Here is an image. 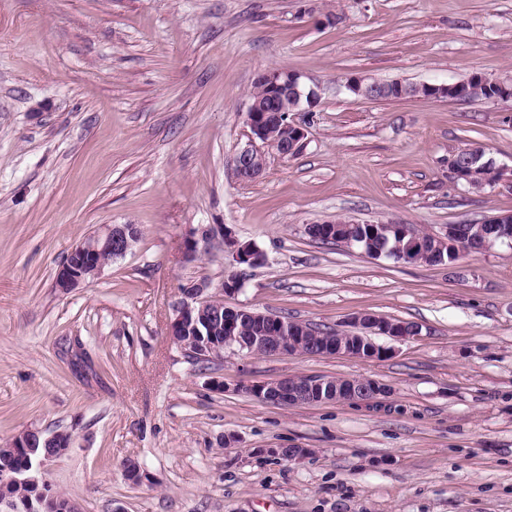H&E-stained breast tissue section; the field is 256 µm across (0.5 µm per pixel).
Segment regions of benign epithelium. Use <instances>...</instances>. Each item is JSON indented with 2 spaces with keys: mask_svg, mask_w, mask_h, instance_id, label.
<instances>
[{
  "mask_svg": "<svg viewBox=\"0 0 512 512\" xmlns=\"http://www.w3.org/2000/svg\"><path fill=\"white\" fill-rule=\"evenodd\" d=\"M267 92V100L249 101L247 124L250 128V143L241 149L234 160L237 177L243 182L255 180L263 167L254 164V157L265 156L270 149L280 158H291L302 152L307 143V130L301 124L289 120L292 112H311L317 104V93L306 89L301 75L283 68L263 70L255 78ZM389 84L364 76L350 78L345 88L353 95L378 100L387 92ZM278 124V139H270L272 124ZM448 176L471 190H482L487 185L505 183L512 185V167L493 164L488 167L476 165V156L471 150L463 149L457 156L448 159ZM219 233L226 242L231 265L253 267L264 262V255L249 244L239 242L229 227L220 226L214 230L205 229L201 238L206 239ZM139 236L134 224H105L91 237L75 245L67 255L56 274L55 284L67 293L81 288L97 279L112 259L124 256ZM199 238V239H201ZM199 239L196 233L186 235L183 243L184 255L194 259L199 253ZM512 244V213L486 217L475 225V231L468 233L466 245L470 251H485L498 243ZM461 246L457 226L450 224L444 232L432 235L430 239L412 236L409 252L404 254L409 263L428 253V249L457 250ZM242 287L241 274L231 272L221 284L219 293L209 294V283L201 280L182 293L175 317L169 323V335L186 352L200 360H209L224 353L227 347L249 355H292L303 347L309 355H343L355 359H373L385 355V351L371 342L376 335L389 336L396 340L409 338L404 325L396 320L381 316L362 314L354 317L357 333L322 332L315 326L297 327L289 321L270 313L254 309L247 315L254 323L258 334L241 338L237 336V318L240 308L224 305V294L235 293ZM223 315V336L215 335L204 340L196 337L193 330L197 323L209 317ZM242 390L257 400L274 405H302L327 402L370 401L388 393V390L371 379L343 378L326 379L307 375L282 377L271 381L251 382ZM44 441H39V438ZM19 444L25 448H36L43 443L47 452L33 459H27L19 469L0 472V512H52V498L43 497L19 502L6 488L16 485H46V466L61 458L70 447V436L63 432L44 434L39 429L26 430L19 434Z\"/></svg>",
  "mask_w": 512,
  "mask_h": 512,
  "instance_id": "7a95c632",
  "label": "benign epithelium"
}]
</instances>
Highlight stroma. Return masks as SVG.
Segmentation results:
<instances>
[{
  "instance_id": "35a3bbf8",
  "label": "stroma",
  "mask_w": 512,
  "mask_h": 512,
  "mask_svg": "<svg viewBox=\"0 0 512 512\" xmlns=\"http://www.w3.org/2000/svg\"><path fill=\"white\" fill-rule=\"evenodd\" d=\"M318 90L299 155L237 179L258 72ZM512 75V0H0V445L66 432L45 477L76 512H512V246L453 265L370 258L306 225L430 233L512 213L448 154L512 166V98L370 101L348 77L441 84ZM104 224L138 241L87 287L55 286ZM225 224L264 257L230 307L351 331L418 324L389 355L194 360L168 325L187 283L230 273ZM359 377L371 401L276 406L243 384ZM224 389H217V382ZM304 448L302 460L274 456ZM135 463L140 481L129 480ZM344 224H336L333 222H320L313 224L312 227L305 228V233L309 238L314 241L320 242L322 244H338L341 240H343L348 234L351 235H359L364 229L366 230L365 224L355 225L349 220H345ZM320 224H328L326 226L324 232L328 235L329 239H333L336 237L335 241H327L321 237V232L318 230ZM336 226H342V228L336 232ZM367 233V230H366ZM341 244V243H340Z\"/></svg>"
}]
</instances>
